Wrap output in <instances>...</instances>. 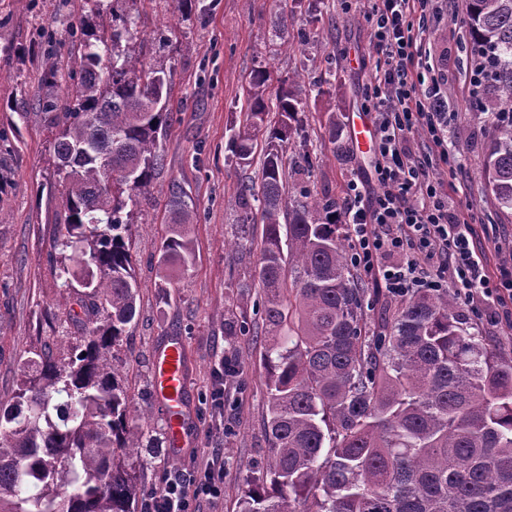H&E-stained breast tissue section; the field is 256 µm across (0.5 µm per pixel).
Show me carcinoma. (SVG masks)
<instances>
[{
    "label": "carcinoma",
    "mask_w": 512,
    "mask_h": 512,
    "mask_svg": "<svg viewBox=\"0 0 512 512\" xmlns=\"http://www.w3.org/2000/svg\"><path fill=\"white\" fill-rule=\"evenodd\" d=\"M465 27V54L489 70L472 102L494 118L487 186L512 211V0H469ZM137 34L120 16L78 39L79 78L45 113L65 195L49 258L60 297L83 316L58 322L76 338L71 352L29 351L0 402V512H137L150 495L143 450L168 443L112 364L140 288L126 209L150 192L170 116L164 68L131 64ZM294 84L253 70L231 140L245 165L257 134L267 141L259 181L242 182L234 206L265 300L272 465L250 476L239 512H512V360L464 329L446 295L415 294L382 331L366 329L336 200L288 202L284 151L302 131ZM169 207L178 223L159 262L185 265L192 216L179 191Z\"/></svg>",
    "instance_id": "cac0c4a2"
}]
</instances>
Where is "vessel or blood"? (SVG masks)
<instances>
[{"mask_svg":"<svg viewBox=\"0 0 512 512\" xmlns=\"http://www.w3.org/2000/svg\"><path fill=\"white\" fill-rule=\"evenodd\" d=\"M350 131L357 148L369 151L375 142V128L369 114L360 112L350 118ZM189 362L180 337L174 336L153 355V397L168 418V440L172 450L188 443Z\"/></svg>","mask_w":512,"mask_h":512,"instance_id":"1","label":"vessel or blood"}]
</instances>
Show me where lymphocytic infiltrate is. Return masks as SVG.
Segmentation results:
<instances>
[{
    "instance_id": "1",
    "label": "lymphocytic infiltrate",
    "mask_w": 512,
    "mask_h": 512,
    "mask_svg": "<svg viewBox=\"0 0 512 512\" xmlns=\"http://www.w3.org/2000/svg\"><path fill=\"white\" fill-rule=\"evenodd\" d=\"M375 40V72L364 112L377 130L373 170L349 180L339 206L350 240L349 261L392 296L452 293L480 318L512 306V261L490 265L476 249V227L456 213L429 171L454 167L444 129V76L428 55L425 35L435 0H368ZM421 152L411 151L416 137ZM224 495V456L202 475L176 474L147 502L148 512H200L201 502Z\"/></svg>"
}]
</instances>
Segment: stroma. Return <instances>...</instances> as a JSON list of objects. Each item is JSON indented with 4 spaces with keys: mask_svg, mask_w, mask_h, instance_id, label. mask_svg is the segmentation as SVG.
Listing matches in <instances>:
<instances>
[{
    "mask_svg": "<svg viewBox=\"0 0 512 512\" xmlns=\"http://www.w3.org/2000/svg\"><path fill=\"white\" fill-rule=\"evenodd\" d=\"M291 22V51L278 53L273 22L279 3ZM176 0H0V401L17 388L22 359L30 349L63 345L44 323L59 299L48 254L64 214L54 175L53 135L43 110L64 95L65 81L44 73L79 56L72 38L110 29L113 15L135 18L133 58L163 63L172 88V118L163 132V165L152 196L129 216L130 242L140 294L137 315L116 351L127 365L128 386L138 406L155 422L165 420L152 400V358L169 337H182L190 364L188 432L180 456L158 452L141 481L160 489L166 474L204 470L213 454L224 456V497L203 503V512H235L252 471L271 460L266 418V370L259 332L263 299L255 286V258L234 248L237 212L230 200L245 178H258L263 151L250 166L230 157L229 138L246 118V86L252 69L267 65L275 77L303 78L295 91L302 101V150L312 165L287 163V185L341 199L348 179L369 170L350 134L339 146L329 141L328 121L346 123L361 109L362 90L372 75L375 44L362 9L343 10L341 0H193L184 19L170 27ZM467 0H442L440 21L426 47L448 79V140L459 164L432 170L455 207L477 225L476 247L497 246L512 256V217L487 186L483 159L490 143L488 115L472 111L464 88L466 62L461 30ZM337 73L335 87L318 93L325 70ZM27 118L19 120L16 110ZM178 185L198 214L195 254L189 268L160 267V246L174 215L168 207ZM233 373L216 380L220 360ZM224 390L223 407L212 394Z\"/></svg>",
    "mask_w": 512,
    "mask_h": 512,
    "instance_id": "35a3bbf8",
    "label": "stroma"
}]
</instances>
